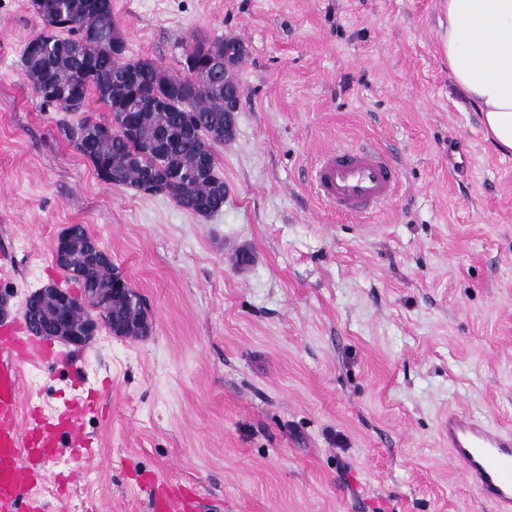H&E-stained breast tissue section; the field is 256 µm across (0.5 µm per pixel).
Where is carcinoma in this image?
<instances>
[{"instance_id":"carcinoma-1","label":"carcinoma","mask_w":512,"mask_h":512,"mask_svg":"<svg viewBox=\"0 0 512 512\" xmlns=\"http://www.w3.org/2000/svg\"><path fill=\"white\" fill-rule=\"evenodd\" d=\"M94 0H33L35 13L46 23L54 14H63L72 23L50 48L41 51L27 68V77L45 104H55L74 112L94 94L103 103L110 119L91 116L66 125L63 131L71 143L92 164L98 178L142 193H162L183 209L202 216L224 209V178L216 172L212 147L224 142V86L236 87L235 72L213 79L198 75L180 87L163 79L157 63L137 60L139 83L154 88L164 99L160 106L134 91L125 100L137 115V133L124 132L126 113L116 108L113 87L123 65L114 55L112 43L90 46L77 41L80 26L94 20L90 12ZM192 108H184L185 100ZM71 281L83 289V303L73 309L74 320L96 310L105 319L122 313L129 337L147 336L150 321L143 307L136 308L115 296L102 301V292L112 287L117 268L112 262L90 266L80 250L58 264Z\"/></svg>"}]
</instances>
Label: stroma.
<instances>
[{
  "label": "stroma",
  "mask_w": 512,
  "mask_h": 512,
  "mask_svg": "<svg viewBox=\"0 0 512 512\" xmlns=\"http://www.w3.org/2000/svg\"><path fill=\"white\" fill-rule=\"evenodd\" d=\"M130 59L181 71L192 37H234L235 134L216 145L224 210L101 181L61 134L74 114L24 74L42 30L0 0V295L22 313L84 225L143 298L151 332H99L68 366L23 368L25 398L86 419L97 459L69 512H150V473L196 486L205 512H495L449 460L462 409L512 426V155L448 79L445 0H112ZM371 140L402 172L364 219L315 196L308 168ZM247 250L250 265L235 256Z\"/></svg>",
  "instance_id": "35a3bbf8"
}]
</instances>
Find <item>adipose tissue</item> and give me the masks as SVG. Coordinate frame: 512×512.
Segmentation results:
<instances>
[{
	"label": "adipose tissue",
	"mask_w": 512,
	"mask_h": 512,
	"mask_svg": "<svg viewBox=\"0 0 512 512\" xmlns=\"http://www.w3.org/2000/svg\"><path fill=\"white\" fill-rule=\"evenodd\" d=\"M447 2L448 74L480 112L490 142L512 155V0Z\"/></svg>",
	"instance_id": "1"
}]
</instances>
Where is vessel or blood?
I'll use <instances>...</instances> for the list:
<instances>
[{
    "label": "vessel or blood",
    "instance_id": "vessel-or-blood-1",
    "mask_svg": "<svg viewBox=\"0 0 512 512\" xmlns=\"http://www.w3.org/2000/svg\"><path fill=\"white\" fill-rule=\"evenodd\" d=\"M310 181L318 199L337 213L364 218L397 194L400 167L375 144L329 148L314 162ZM68 362L65 351L33 336L24 318L0 325V512H46L40 490L48 479L69 489L93 462V441L85 436L83 421L98 411L97 390L75 394L51 411L23 399V364ZM444 428L465 480L496 512H512V431L461 411L449 412ZM61 456L68 469L52 473ZM200 499L198 492L169 480L154 481V512H198Z\"/></svg>",
    "mask_w": 512,
    "mask_h": 512
}]
</instances>
